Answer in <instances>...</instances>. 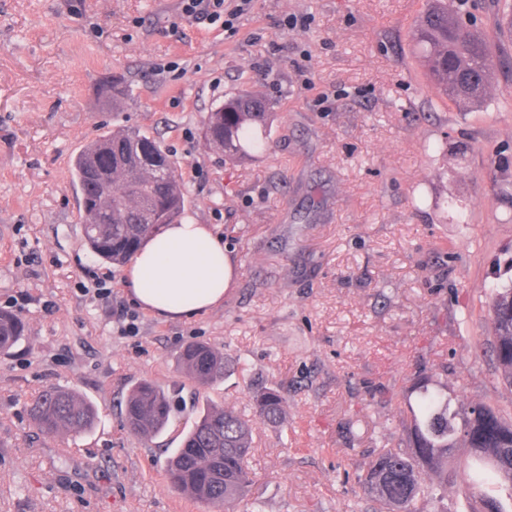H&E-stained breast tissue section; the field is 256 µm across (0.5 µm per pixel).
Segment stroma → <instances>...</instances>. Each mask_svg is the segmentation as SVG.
Segmentation results:
<instances>
[{
    "mask_svg": "<svg viewBox=\"0 0 512 512\" xmlns=\"http://www.w3.org/2000/svg\"><path fill=\"white\" fill-rule=\"evenodd\" d=\"M468 6L500 65L483 106L463 111L429 86L412 42L424 0H252L232 35L184 19L181 0H0V310L26 323L0 356V512H222L172 488L166 461L195 400L249 417L265 385L283 390L287 419L255 422L235 512L360 502L377 436L406 446L419 378L512 417L487 344L512 255V38L497 0ZM244 89L278 119L267 151L233 164L202 124ZM125 125L173 152L186 214L216 226L233 263L221 306L139 312L134 336L112 319L130 303L126 269L90 253L71 176L83 145ZM191 342L244 367L195 386L178 367ZM142 380L185 401L151 440L123 414ZM50 386L93 402L89 432L31 426Z\"/></svg>",
    "mask_w": 512,
    "mask_h": 512,
    "instance_id": "obj_1",
    "label": "stroma"
}]
</instances>
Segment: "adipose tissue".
<instances>
[{
    "label": "adipose tissue",
    "instance_id": "ef3b65f1",
    "mask_svg": "<svg viewBox=\"0 0 512 512\" xmlns=\"http://www.w3.org/2000/svg\"><path fill=\"white\" fill-rule=\"evenodd\" d=\"M232 272L222 239L187 216L145 244L127 269V283L134 304L179 319L221 305Z\"/></svg>",
    "mask_w": 512,
    "mask_h": 512
}]
</instances>
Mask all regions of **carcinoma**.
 <instances>
[{
    "instance_id": "carcinoma-1",
    "label": "carcinoma",
    "mask_w": 512,
    "mask_h": 512,
    "mask_svg": "<svg viewBox=\"0 0 512 512\" xmlns=\"http://www.w3.org/2000/svg\"><path fill=\"white\" fill-rule=\"evenodd\" d=\"M463 0H426L412 31L425 74L433 87L458 108L480 106L497 67L486 40L462 22ZM277 113L259 93L243 90L210 112L204 138L229 160L249 155L255 130L272 128ZM165 162L159 174L140 154ZM74 183L81 194L82 231L90 252L104 263L122 266L165 226L184 217L188 191L175 161L155 137L138 127H122L88 142L72 161ZM492 351L498 377L512 387V278L492 291L488 302ZM24 323L0 310V355L24 336ZM224 353L202 343L186 345L179 366L192 383L209 386L224 378ZM415 407L409 410L403 452L381 439V449L368 463L360 481L371 503L369 512H421L420 500L436 492L448 494V459L465 449L477 467L461 479V493L474 500L472 512H512V418L479 402L454 406L448 393L422 381ZM256 416L278 424L287 415L286 399L275 386L258 390ZM171 397L157 385L134 384L125 399V422L133 434L149 439L162 434L170 421ZM29 417L41 434L63 431L74 435L89 429L97 418L95 406L66 387H50L32 401ZM253 421L229 407L197 409L181 446L168 459L170 484L191 499L222 506L227 512L246 493L250 472Z\"/></svg>"
}]
</instances>
